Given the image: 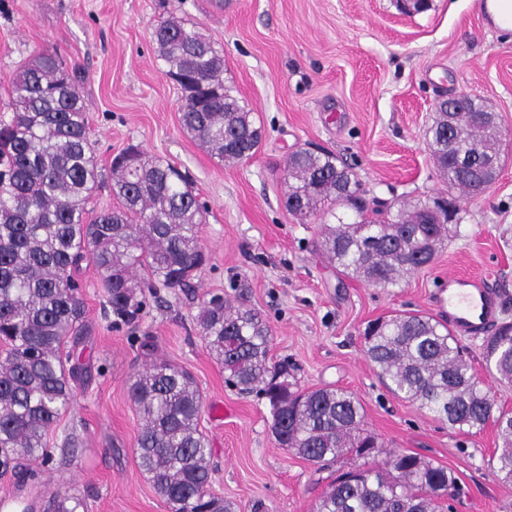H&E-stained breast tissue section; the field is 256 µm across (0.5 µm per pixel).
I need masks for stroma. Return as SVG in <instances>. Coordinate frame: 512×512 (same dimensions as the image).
<instances>
[{
  "label": "stroma",
  "mask_w": 512,
  "mask_h": 512,
  "mask_svg": "<svg viewBox=\"0 0 512 512\" xmlns=\"http://www.w3.org/2000/svg\"><path fill=\"white\" fill-rule=\"evenodd\" d=\"M482 0H432L405 14L396 0H0V119H10L11 80L50 53L84 77L90 141L102 171L130 145L186 169L208 206L199 227L206 255L186 290L163 291L133 325L104 313L99 273L79 272L86 330L75 358L74 399L49 434L52 460L24 486L47 512L74 489L85 512H169L137 465L140 418L134 376L155 361L188 370L203 396L200 426L212 448L214 491L237 512H313L328 470L276 447L265 400L226 386L194 316L214 294L258 310L274 358L298 367L300 386L354 393L367 427L388 448L448 467L462 491L450 512H512V482L487 466L499 441L449 427L396 398L365 353L364 333L401 311L431 312L441 277H487L499 289L500 322L512 323V41ZM194 23L224 53V83L264 131L257 153L218 163L182 129L183 93L166 74L151 32L169 15ZM465 93L496 115L502 163L484 193L458 199L453 233L428 268L379 288L341 274L319 250L333 216L290 214L284 162L314 143L352 168L367 201L435 200L448 186L425 134L440 95ZM459 342L473 372L505 409L512 385L493 378L483 336Z\"/></svg>",
  "instance_id": "35a3bbf8"
}]
</instances>
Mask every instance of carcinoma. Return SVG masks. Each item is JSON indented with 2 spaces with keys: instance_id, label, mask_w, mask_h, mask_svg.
Masks as SVG:
<instances>
[{
  "instance_id": "cac0c4a2",
  "label": "carcinoma",
  "mask_w": 512,
  "mask_h": 512,
  "mask_svg": "<svg viewBox=\"0 0 512 512\" xmlns=\"http://www.w3.org/2000/svg\"><path fill=\"white\" fill-rule=\"evenodd\" d=\"M167 75L183 89L181 125L224 162H241L259 149L261 127L224 87V57L196 26L164 22L152 32ZM0 120V476L34 477L25 463L51 459L47 436L69 407L79 367L66 349L84 327L76 272L93 264L115 323L134 324L146 294L189 286L205 262L198 227L207 208L187 174L130 145L111 162L116 210L87 218L102 178L94 157L78 72L44 53L18 68ZM482 112L463 94L437 104L427 132L434 162L448 189L486 191L501 142L476 123L450 138L449 109ZM285 207L307 217L339 204L354 223L324 225L320 249L346 276L389 288L431 265L450 228L425 202L376 209L367 216L356 174L320 147L299 148L286 162ZM198 334L224 367L225 383L265 400L278 447L328 466L347 456H383L369 468L337 475L315 512H443L458 479L446 467L402 450H384L367 430L354 393L298 386L288 359L270 355L271 330L259 313L220 296L203 301ZM365 352L390 391L452 428L495 426L500 448L488 467L512 479V410L501 407L463 358L448 325L424 312L380 318L365 331ZM483 357L502 383L512 384V324L486 337ZM131 398L142 422L137 464L170 512H233L215 493L211 449L199 429L203 397L186 370L156 362L137 374ZM71 490L56 493L51 512H77Z\"/></svg>"
}]
</instances>
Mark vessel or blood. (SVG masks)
Returning a JSON list of instances; mask_svg holds the SVG:
<instances>
[{
    "label": "vessel or blood",
    "instance_id": "obj_1",
    "mask_svg": "<svg viewBox=\"0 0 512 512\" xmlns=\"http://www.w3.org/2000/svg\"><path fill=\"white\" fill-rule=\"evenodd\" d=\"M431 302L449 326L463 335L479 334L499 319V297L481 277L448 275Z\"/></svg>",
    "mask_w": 512,
    "mask_h": 512
}]
</instances>
